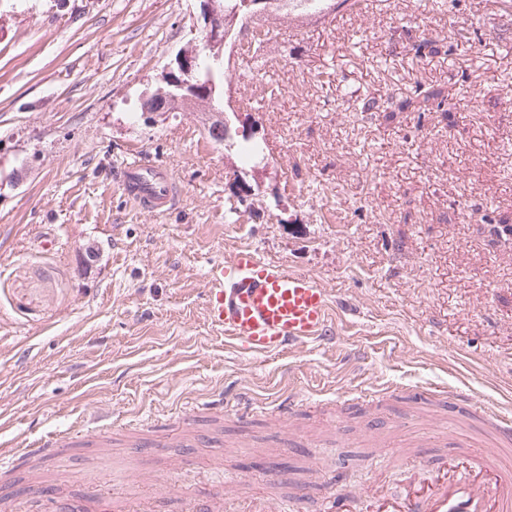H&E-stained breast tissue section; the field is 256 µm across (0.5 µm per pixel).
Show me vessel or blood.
Wrapping results in <instances>:
<instances>
[{"label":"vessel or blood","instance_id":"1","mask_svg":"<svg viewBox=\"0 0 512 512\" xmlns=\"http://www.w3.org/2000/svg\"><path fill=\"white\" fill-rule=\"evenodd\" d=\"M362 0H290L288 37L333 24L360 9ZM119 187L144 211L160 214L175 201L171 171L143 153L134 154L116 173ZM333 296L309 274L271 265L250 251L238 252L230 265L209 274L206 316L224 332L228 348L244 347L268 356L328 339L333 330ZM455 400L468 407L480 424L492 430L501 446H512V420L497 403L467 392ZM69 443L52 434L27 444L24 455L56 457ZM240 512H292L293 502L255 498L233 492ZM370 512H512V464L503 462L498 448H475L457 439L455 452L432 472L426 486L391 502L379 492L370 496Z\"/></svg>","mask_w":512,"mask_h":512}]
</instances>
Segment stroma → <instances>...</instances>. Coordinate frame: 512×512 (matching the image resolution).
Segmentation results:
<instances>
[{"label": "stroma", "mask_w": 512, "mask_h": 512, "mask_svg": "<svg viewBox=\"0 0 512 512\" xmlns=\"http://www.w3.org/2000/svg\"><path fill=\"white\" fill-rule=\"evenodd\" d=\"M201 26L200 0H0V446L100 407L117 414L109 446L43 461L68 476L72 507H89L96 476L153 496L154 512H180L185 494L223 512L225 479L257 492L273 466L306 484L296 512H325L331 493L366 512L373 479L400 497L447 456L441 433L463 415L443 390L512 410V247L490 232L512 225V0H369L318 33L280 35L268 66L237 54L268 155L237 222L227 182L240 163L209 138L207 110L141 112ZM425 38L447 52L416 57ZM419 84L447 111L362 109ZM135 152L173 173L167 213L114 183ZM241 250L329 288L334 343L225 348L206 274ZM292 391L284 421L272 407ZM218 400L219 418L184 411ZM188 427L202 444L131 446ZM421 438L432 445L414 467L393 466ZM28 465L0 481V512H36Z\"/></svg>", "instance_id": "35a3bbf8"}]
</instances>
